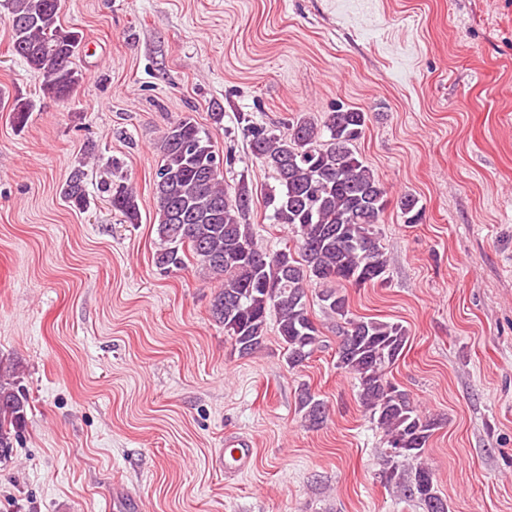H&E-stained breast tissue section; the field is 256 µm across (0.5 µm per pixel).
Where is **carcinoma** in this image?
I'll list each match as a JSON object with an SVG mask.
<instances>
[{"label":"carcinoma","instance_id":"carcinoma-1","mask_svg":"<svg viewBox=\"0 0 512 512\" xmlns=\"http://www.w3.org/2000/svg\"><path fill=\"white\" fill-rule=\"evenodd\" d=\"M0 8L11 30L10 51L42 77V95L72 96L82 81L75 58L84 36L62 25L61 0H0ZM33 109L31 100L15 99V125L23 127ZM368 121V113L341 103L319 125L304 116L293 119L286 138L249 127L252 154L278 182L264 194V206L275 223L293 233V246L272 253L257 243L247 222L249 191L242 186L231 195L224 188V157L210 133L191 114L170 123L157 144L161 160L153 180L162 244L155 263L167 272L182 270L191 257L205 275L220 282L212 315L241 356L264 347L269 317H275L291 368L303 365L321 347V331L308 309V291L316 289L322 309L336 319V368L357 381L360 404L382 433L381 482L423 512H448L426 460L439 421L388 376L407 346L406 329L355 315L347 294L335 287L386 282L388 259L376 226L390 205L405 224H421L425 217L417 196L391 200L389 190L357 155L355 143L365 135ZM98 191L125 223H140L137 192L125 178L113 176L112 168L106 169ZM61 194L72 207L87 208L82 168L72 170ZM27 406L24 389L0 374V456L19 439ZM299 409L312 427L326 418L324 402L306 389Z\"/></svg>","mask_w":512,"mask_h":512}]
</instances>
